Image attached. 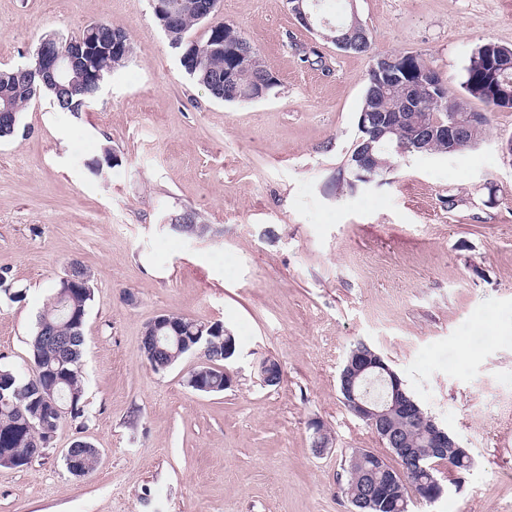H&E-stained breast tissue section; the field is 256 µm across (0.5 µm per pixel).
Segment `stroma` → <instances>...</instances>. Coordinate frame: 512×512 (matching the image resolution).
Segmentation results:
<instances>
[{
  "label": "stroma",
  "instance_id": "1",
  "mask_svg": "<svg viewBox=\"0 0 512 512\" xmlns=\"http://www.w3.org/2000/svg\"><path fill=\"white\" fill-rule=\"evenodd\" d=\"M353 10L375 52L424 54L457 97L478 45L512 47V0L318 6L332 22ZM217 18L276 76L267 99H213L150 0H0V68L96 22L133 46L87 111L34 100L0 141V267L24 292L0 300V363L28 369L36 316L70 262L94 290L84 415L27 467H0V512H349L345 459L391 455L340 392L360 341L474 460L459 487L439 467L443 496L412 512H512V109L470 99L490 112L477 146L403 157L383 183L342 191L371 56L305 30L286 0H221ZM104 144L117 164L99 177L87 163ZM186 211L213 236L171 230ZM163 313L232 330V388H189L193 355L150 367L142 334ZM266 357L278 386L259 376ZM313 419L332 438L321 455ZM77 440L101 452L82 477L64 463Z\"/></svg>",
  "mask_w": 512,
  "mask_h": 512
}]
</instances>
